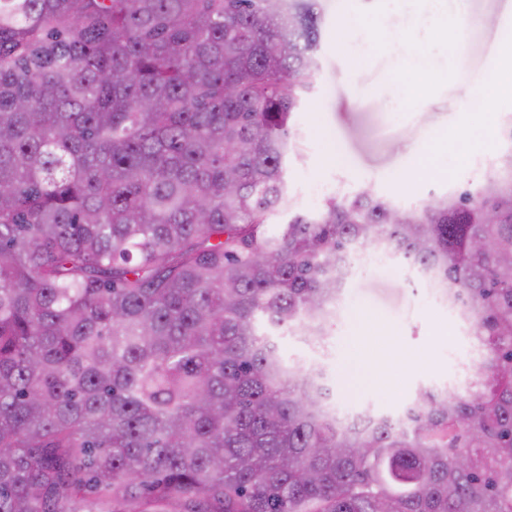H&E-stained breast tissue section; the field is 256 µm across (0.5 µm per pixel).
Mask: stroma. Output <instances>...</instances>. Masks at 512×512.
Returning a JSON list of instances; mask_svg holds the SVG:
<instances>
[{
	"label": "stroma",
	"mask_w": 512,
	"mask_h": 512,
	"mask_svg": "<svg viewBox=\"0 0 512 512\" xmlns=\"http://www.w3.org/2000/svg\"><path fill=\"white\" fill-rule=\"evenodd\" d=\"M315 10L321 37L314 87L292 123L296 147L284 160L288 206L270 216V225L366 188L418 209L482 183L489 169L475 156L498 158L512 148L502 135L512 103L467 107L476 82L503 75L493 59L507 34L483 19L512 20V0H316ZM345 19L354 29L343 44ZM448 27L462 30V42L442 38ZM413 54L423 57L426 74L410 88L401 79ZM326 333L315 348L285 329L274 341L286 362L318 364L336 406L350 412L370 407L400 417L419 390H449L458 377H473L479 359L470 324L449 310L429 275L399 257L359 264ZM388 335L403 359L380 379H362L392 344Z\"/></svg>",
	"instance_id": "obj_1"
}]
</instances>
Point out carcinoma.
<instances>
[{"instance_id":"1","label":"carcinoma","mask_w":512,"mask_h":512,"mask_svg":"<svg viewBox=\"0 0 512 512\" xmlns=\"http://www.w3.org/2000/svg\"><path fill=\"white\" fill-rule=\"evenodd\" d=\"M319 37L315 0H0V512H512V152L269 231ZM372 245L482 358L352 427L258 325L321 343Z\"/></svg>"}]
</instances>
